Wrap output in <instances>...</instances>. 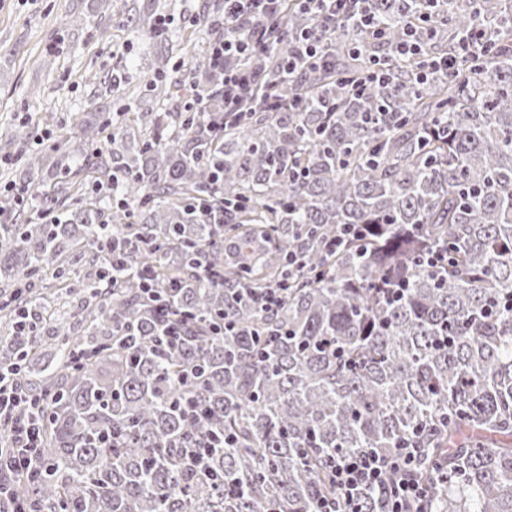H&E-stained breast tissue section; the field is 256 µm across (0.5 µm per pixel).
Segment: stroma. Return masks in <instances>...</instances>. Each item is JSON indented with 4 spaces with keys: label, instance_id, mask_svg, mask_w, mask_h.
Masks as SVG:
<instances>
[{
    "label": "stroma",
    "instance_id": "35a3bbf8",
    "mask_svg": "<svg viewBox=\"0 0 512 512\" xmlns=\"http://www.w3.org/2000/svg\"><path fill=\"white\" fill-rule=\"evenodd\" d=\"M170 41L195 28L203 0H157ZM133 0H0V132L24 133L0 153V197L16 191L5 176L37 137L90 112L100 78L125 74L126 88L143 103L151 93L142 80L155 50L148 35L128 29L122 20ZM92 18V25L67 27L71 12ZM51 58L45 68L43 58Z\"/></svg>",
    "mask_w": 512,
    "mask_h": 512
}]
</instances>
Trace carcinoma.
Returning a JSON list of instances; mask_svg holds the SVG:
<instances>
[{
	"mask_svg": "<svg viewBox=\"0 0 512 512\" xmlns=\"http://www.w3.org/2000/svg\"><path fill=\"white\" fill-rule=\"evenodd\" d=\"M365 5L382 47L342 52L363 36L340 23L330 69L226 113L209 47L244 28L224 29V4L205 0L203 45L169 75L159 55L148 81L164 111L97 104L13 172L35 207L0 202L3 360L43 401L46 445L14 482L18 504L316 512L336 495L330 457L415 448L433 512H512V0ZM126 22L156 34L153 8ZM314 25L287 0L278 48L232 66L277 73ZM411 25L421 54L385 86L365 81ZM477 26L484 40L453 75L417 78ZM344 225L359 235L336 250ZM436 249L440 270L421 264ZM76 252L96 271L77 280L74 322L51 328L54 364L36 369L44 328L22 315L39 319L42 272L64 276ZM170 324L177 344L161 341ZM355 512H382L378 491Z\"/></svg>",
	"mask_w": 512,
	"mask_h": 512,
	"instance_id": "carcinoma-1",
	"label": "carcinoma"
}]
</instances>
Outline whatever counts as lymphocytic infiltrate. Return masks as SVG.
Masks as SVG:
<instances>
[{
    "label": "lymphocytic infiltrate",
    "instance_id": "1",
    "mask_svg": "<svg viewBox=\"0 0 512 512\" xmlns=\"http://www.w3.org/2000/svg\"><path fill=\"white\" fill-rule=\"evenodd\" d=\"M280 2L224 0L225 26H235L246 16L253 24L249 38L226 39L211 47L213 64L225 69V111H239L246 94L255 85L251 76L227 69L226 61L251 53L260 46L268 22L278 12ZM301 3L317 18L318 26L301 34L290 47L287 61L280 71L281 78L290 77L297 66L305 62L317 68L328 65L332 49L322 40L321 28L344 20L365 32L371 40L382 38V29L376 25L373 15L363 11V0H301ZM37 406L31 394L0 372V421L12 423L9 445H0V512H25L23 507L14 505L10 485L12 480L37 468L41 460ZM417 467V455L412 451L394 455L365 451L334 459L328 465V472L331 483L336 487V496L323 500L319 512H353V502L366 488H375L382 493L385 512H424L425 491L415 476Z\"/></svg>",
    "mask_w": 512,
    "mask_h": 512
}]
</instances>
